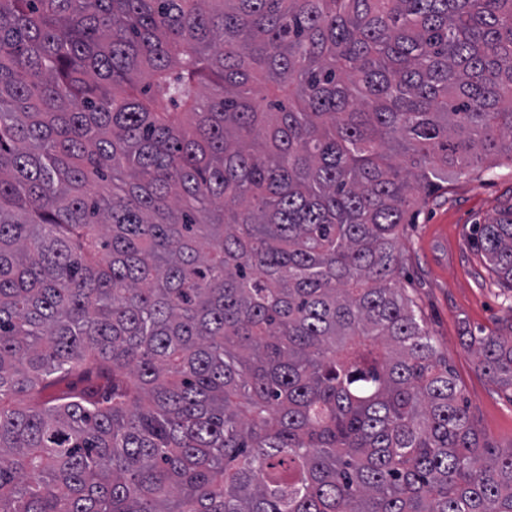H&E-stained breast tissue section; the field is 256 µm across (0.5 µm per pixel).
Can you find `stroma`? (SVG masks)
<instances>
[{
    "label": "stroma",
    "instance_id": "35a3bbf8",
    "mask_svg": "<svg viewBox=\"0 0 512 512\" xmlns=\"http://www.w3.org/2000/svg\"><path fill=\"white\" fill-rule=\"evenodd\" d=\"M512 204V164L449 173L444 189L427 196L403 229L399 285L416 303L442 356L454 372L477 426L496 451L512 449V391L477 367L461 339L499 330L512 311V292L498 285L475 244L477 225Z\"/></svg>",
    "mask_w": 512,
    "mask_h": 512
}]
</instances>
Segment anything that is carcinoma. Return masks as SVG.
Listing matches in <instances>:
<instances>
[{
    "label": "carcinoma",
    "instance_id": "1",
    "mask_svg": "<svg viewBox=\"0 0 512 512\" xmlns=\"http://www.w3.org/2000/svg\"><path fill=\"white\" fill-rule=\"evenodd\" d=\"M504 159L512 0H0V512H512L397 288Z\"/></svg>",
    "mask_w": 512,
    "mask_h": 512
}]
</instances>
